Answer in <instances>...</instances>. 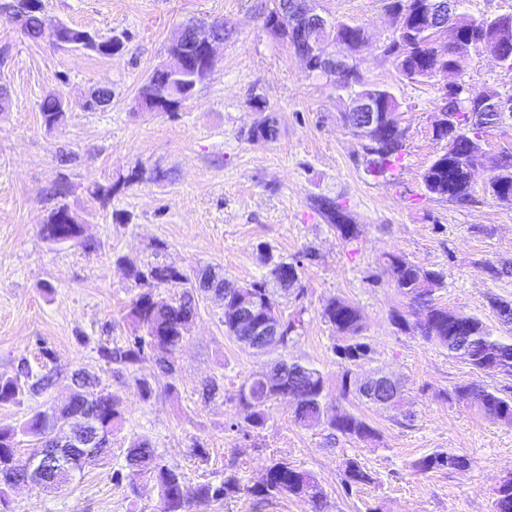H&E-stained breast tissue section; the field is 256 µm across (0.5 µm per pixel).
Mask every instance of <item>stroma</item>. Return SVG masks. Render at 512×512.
I'll use <instances>...</instances> for the list:
<instances>
[{
	"mask_svg": "<svg viewBox=\"0 0 512 512\" xmlns=\"http://www.w3.org/2000/svg\"><path fill=\"white\" fill-rule=\"evenodd\" d=\"M41 3L46 15L70 25L125 34L127 48L109 57L61 50L47 38L26 39L0 14V91L6 94L0 102V377L15 376L22 362L51 375L41 394L0 403V425L21 427L35 412L66 402L77 370L119 396L124 422L112 435L111 456L60 488L17 487L12 512H159L149 476L131 485L112 479L125 470L126 449L139 437L188 484L238 475L241 493L203 512H312L309 501L288 495L257 505L250 489L278 459L317 476L325 512H490L494 488L512 472V425L483 418L457 402L453 390L476 380L512 395V380L475 375L425 343L415 327L394 325L406 301L381 265L396 254L440 272V304L512 336V324L491 307L493 298L512 300V277L494 280L484 270L486 261L512 258V203L484 194V168L475 173L468 204L425 194L423 172L444 149L433 134L437 89L402 79L384 58L381 47L393 30L384 0L320 5L330 17L367 27L357 53L361 71L369 83L391 87L400 103L396 117L407 141L392 180L365 171L335 87L313 77L288 42L265 27L273 0ZM214 18L223 19L225 33L208 77L173 112L142 110L139 88L165 61L172 36L188 21ZM103 88L112 92L110 103L90 106ZM48 96L66 102L62 121L51 128L39 111ZM254 96L264 109L250 106ZM269 116L277 121L276 138L250 141L249 130ZM138 167L160 168L167 178L127 183ZM320 197L343 205L361 229L357 240L340 238L315 206ZM61 205L78 217L94 250L42 238L39 224ZM260 242L285 260L314 255L301 288L278 295L284 316L304 321L288 357L335 378L339 336L321 311L333 297L358 307L372 353L355 372L361 379L382 372L399 380L404 404L384 410L334 399L330 408L362 416L376 437L330 439L323 428L297 424L280 401L269 403L263 428L239 431L238 390L269 359L225 335L224 304L210 293L195 295L173 375L157 369L153 351L120 371L99 357V345L135 333L126 318L139 291L132 270L209 266L228 279L251 281L263 274ZM141 379L150 383V397L141 394ZM210 380L220 391L207 398L202 389ZM442 450L464 456L469 468L415 472L416 460ZM352 457L373 481L348 491L343 462Z\"/></svg>",
	"mask_w": 512,
	"mask_h": 512,
	"instance_id": "1",
	"label": "stroma"
}]
</instances>
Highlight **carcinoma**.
I'll use <instances>...</instances> for the list:
<instances>
[{"mask_svg":"<svg viewBox=\"0 0 512 512\" xmlns=\"http://www.w3.org/2000/svg\"><path fill=\"white\" fill-rule=\"evenodd\" d=\"M466 0H458L457 11L448 15L435 32H424L418 17L425 6V0H386V8L393 17L394 30L390 40L391 62L400 75L411 82L433 83L440 71L462 73L467 70L471 54L459 50L463 41L474 44V52H511L512 45L503 44L504 31L512 32V13H502L474 17L464 10ZM0 11L15 20L22 34L32 41L49 37L52 44L62 47V42L70 39L80 41L84 30L54 21L46 16L33 0H9L0 5ZM264 24L273 34L283 36L295 54L304 60L307 69L319 78L331 83L340 96L350 100L358 89L366 84L363 75L354 72H322L318 69V59L304 58L306 40L302 39L293 20L272 9L265 16ZM338 35L350 53L360 48L361 38L366 35V27L346 21H336ZM87 48L101 55H112L125 48L121 35L102 36L97 43ZM198 62L192 51L186 54V69L197 73L196 79L181 75L171 81L149 76L141 86L139 106L147 112L157 111L164 103L179 105L192 95L196 86L202 83L207 74L197 71ZM495 89L475 90L461 84L456 95L448 99L437 97V107H448L446 123L433 129L434 135L446 141L450 149L438 154L422 175L425 191L432 197L451 203L466 204L472 200V184L465 177V169H473L486 159L484 134L497 126L495 116L482 113L477 120L470 105L494 94ZM58 97L44 99L39 109L46 126L58 124L64 112ZM383 138L391 142L388 147L378 148L372 144L361 145L365 170L374 177H393L406 150L405 131L396 117H391ZM492 174L484 185L488 196L505 202H512V152L503 150L491 161ZM317 209L336 228L340 237L347 242L359 237L357 225L348 222L342 205L329 198L315 201ZM49 223L39 225L41 236L53 245L74 244L84 249L91 244L82 238V225L72 222L74 214L62 205L48 216ZM264 275L249 283L232 282L216 275L210 269H201L194 277H189L174 265L153 266L146 270H134L132 275L143 287V291L132 301L127 318L144 330V335L136 336L125 343L102 345L100 357L109 365L124 369L141 361L145 348L157 349L161 355L156 358L160 370L174 373V354L181 346L188 324L195 315L194 289L213 292L225 301L224 332L240 340L237 327V300L255 299L259 315L282 316L276 300L275 289H288L300 285L304 274V262L300 259L285 261L273 254L272 250L260 243L256 246ZM384 275L394 288L407 300L408 314L395 316L399 326L407 324V316L416 318V329L422 339L433 346L448 351L460 358L476 374L496 373L512 378V337L498 336L474 316L467 317L468 325L463 327L457 321L458 313L436 302L435 292L442 285V276L415 265L402 256L390 255L384 262ZM188 285L179 299L169 301L157 289L162 286ZM325 323L341 335L340 343L334 347L339 359L341 375L340 395L365 400L353 380V366L366 360L371 349L364 342L363 326L358 308L343 299L328 301L322 310ZM285 330L279 348L260 353H276L288 348L294 335L302 328L300 316L283 319ZM273 368L282 374L281 383L267 387L260 377H252L245 382L250 396L238 391L241 407V421L236 428L246 433L264 426L265 409L272 400L283 401L291 406L295 421L306 427H322L332 437L343 436L350 439L366 440L376 436L375 430L361 417L348 412L330 413L327 398L326 374L311 362H301L279 357ZM50 383L47 375L36 377L27 368H20L19 375L0 378V402L16 399L23 389L33 394L44 391ZM74 390L61 406L50 411L37 412L17 430L0 427V512L9 508V493L13 487L32 482L43 486H54L56 482L28 470L29 458L16 453L18 435H32L43 439L45 448L66 449L60 435L65 428L82 419H90L102 442L70 453L72 475L83 469L111 450L113 432L123 423L124 415L120 398L111 391L99 387V381L82 372L72 375ZM455 397L474 408L486 419L512 424V397L504 396L497 389L487 388L477 383L455 387ZM129 486L132 480L142 473L152 474L160 492V512H199V507L211 502L232 497L240 490L235 475L224 477L219 485H189L181 472L161 461L155 448L146 439H134L127 448ZM468 467L465 457L451 451L435 452L420 458L415 468L421 473L451 469L464 471ZM373 481L356 459L344 461V485L348 488L369 484ZM251 494L264 500H272L282 495H291L308 500L313 512H323L324 495L316 476L309 471L297 468L286 461H276L266 468L262 483L251 490ZM492 512H512V474L503 477L494 488Z\"/></svg>","mask_w":512,"mask_h":512,"instance_id":"cac0c4a2","label":"carcinoma"}]
</instances>
